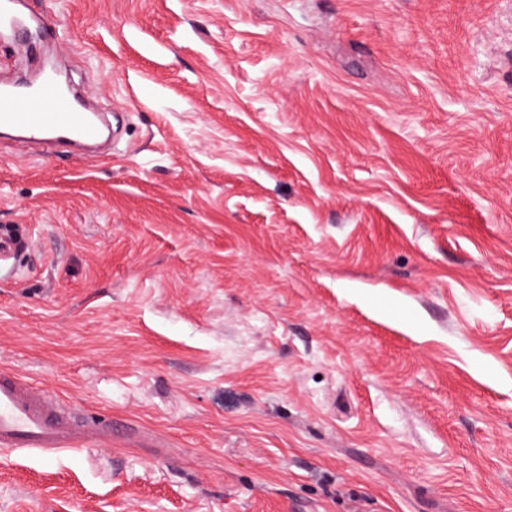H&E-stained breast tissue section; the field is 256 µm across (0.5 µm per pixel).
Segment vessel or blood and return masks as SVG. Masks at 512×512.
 Listing matches in <instances>:
<instances>
[{
    "label": "vessel or blood",
    "instance_id": "b4317fda",
    "mask_svg": "<svg viewBox=\"0 0 512 512\" xmlns=\"http://www.w3.org/2000/svg\"><path fill=\"white\" fill-rule=\"evenodd\" d=\"M2 25L22 36L36 28L38 40L28 43L33 54L40 42L61 35L59 25L46 17L19 15L14 0H0ZM0 129L67 146L90 145L101 137V127L92 120L90 110H77L69 91L50 73L42 74L35 87L0 84ZM86 438L74 412L63 411L51 395L18 374L0 369L1 450L52 452L79 447Z\"/></svg>",
    "mask_w": 512,
    "mask_h": 512
}]
</instances>
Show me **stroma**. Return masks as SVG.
I'll use <instances>...</instances> for the list:
<instances>
[{
    "label": "stroma",
    "mask_w": 512,
    "mask_h": 512,
    "mask_svg": "<svg viewBox=\"0 0 512 512\" xmlns=\"http://www.w3.org/2000/svg\"><path fill=\"white\" fill-rule=\"evenodd\" d=\"M123 151L0 139V368L118 428L0 512H512V0H24Z\"/></svg>",
    "instance_id": "obj_1"
}]
</instances>
